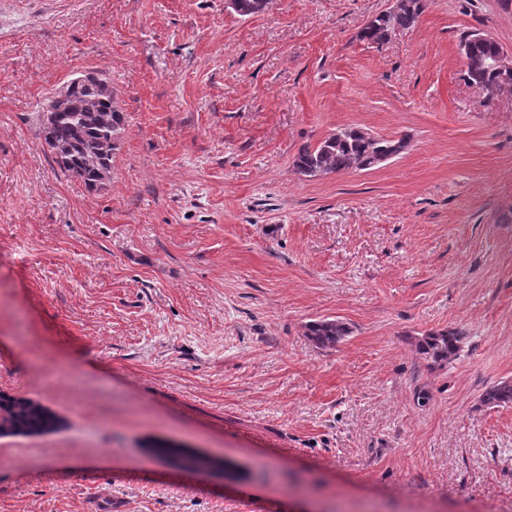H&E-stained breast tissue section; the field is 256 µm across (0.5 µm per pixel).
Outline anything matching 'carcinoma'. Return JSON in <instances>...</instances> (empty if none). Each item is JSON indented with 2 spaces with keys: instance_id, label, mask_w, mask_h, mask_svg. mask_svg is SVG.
Instances as JSON below:
<instances>
[{
  "instance_id": "obj_1",
  "label": "carcinoma",
  "mask_w": 512,
  "mask_h": 512,
  "mask_svg": "<svg viewBox=\"0 0 512 512\" xmlns=\"http://www.w3.org/2000/svg\"><path fill=\"white\" fill-rule=\"evenodd\" d=\"M425 8V0H404L396 12L377 16L363 27L359 38L371 44H383L393 36L412 28ZM469 59L462 70L463 79L488 91L496 77L483 61L496 53L499 43L488 35L474 39L464 36ZM44 139L52 160L64 172L82 179L87 188L97 190L112 174V153L126 131L124 112L117 104L112 85L92 75L85 82L68 86L65 97L46 99L40 114ZM406 145L405 138L371 137L358 127L343 128L329 134L316 146L305 145L293 161L294 171L306 178L374 168L377 158ZM306 335L320 348H334L350 335L340 320H318L306 326ZM466 333L459 328L431 332L418 339L416 352L421 358L446 365L460 356ZM487 407L512 405V381L503 380L483 393ZM55 425L53 416L41 405L24 398L0 396V435L33 434ZM153 455L182 471L203 473L213 467L212 459L179 450L166 441L150 443Z\"/></svg>"
}]
</instances>
